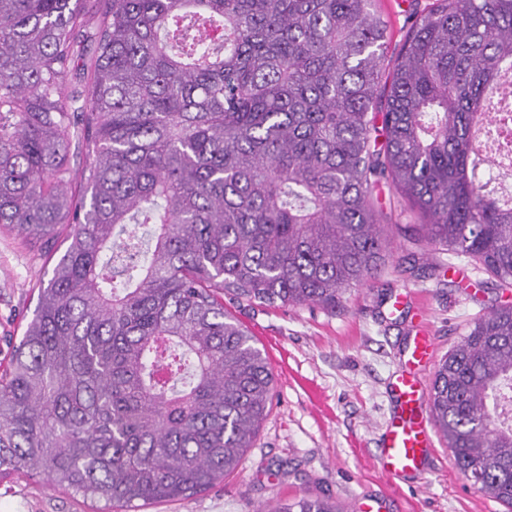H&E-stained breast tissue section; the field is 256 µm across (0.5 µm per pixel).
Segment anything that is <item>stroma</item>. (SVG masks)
Returning <instances> with one entry per match:
<instances>
[{
  "label": "stroma",
  "mask_w": 512,
  "mask_h": 512,
  "mask_svg": "<svg viewBox=\"0 0 512 512\" xmlns=\"http://www.w3.org/2000/svg\"><path fill=\"white\" fill-rule=\"evenodd\" d=\"M430 0H378L391 50H399L416 13ZM392 257L368 285L347 291L336 307L266 305L225 296L224 306L265 351L275 382L270 410L239 468L186 500L142 512H255L301 497H325L345 512H508L457 469L437 441L430 472L410 487L375 466L378 438L391 409L390 378L401 368L416 329L430 332L443 357L468 327L512 301V286L469 259L411 241L415 218L389 184L373 192ZM431 262L445 278L429 276ZM56 263L41 242L0 233V366L7 365ZM403 296V312L391 303ZM0 512H93L91 501L42 478L0 482Z\"/></svg>",
  "instance_id": "1"
}]
</instances>
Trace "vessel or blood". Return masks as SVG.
Listing matches in <instances>:
<instances>
[{
  "instance_id": "1",
  "label": "vessel or blood",
  "mask_w": 512,
  "mask_h": 512,
  "mask_svg": "<svg viewBox=\"0 0 512 512\" xmlns=\"http://www.w3.org/2000/svg\"><path fill=\"white\" fill-rule=\"evenodd\" d=\"M433 349L432 337H414L404 368L390 384L394 405L377 456L379 470L388 477L419 478L429 468L434 428L424 403L420 370L431 361Z\"/></svg>"
}]
</instances>
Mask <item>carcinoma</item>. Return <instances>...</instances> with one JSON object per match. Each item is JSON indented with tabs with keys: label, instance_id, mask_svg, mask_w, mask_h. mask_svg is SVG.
I'll return each instance as SVG.
<instances>
[{
	"label": "carcinoma",
	"instance_id": "cac0c4a2",
	"mask_svg": "<svg viewBox=\"0 0 512 512\" xmlns=\"http://www.w3.org/2000/svg\"><path fill=\"white\" fill-rule=\"evenodd\" d=\"M96 2L91 23L83 0H0V228L51 250L69 229L0 375V477L130 512L238 468L274 373L224 294L334 307L367 284L381 181L429 244L512 285V196L480 181L474 146L509 121L486 99L512 72V0H433L394 59L375 0ZM507 404L511 304L430 393L457 468L511 508Z\"/></svg>",
	"mask_w": 512,
	"mask_h": 512
}]
</instances>
